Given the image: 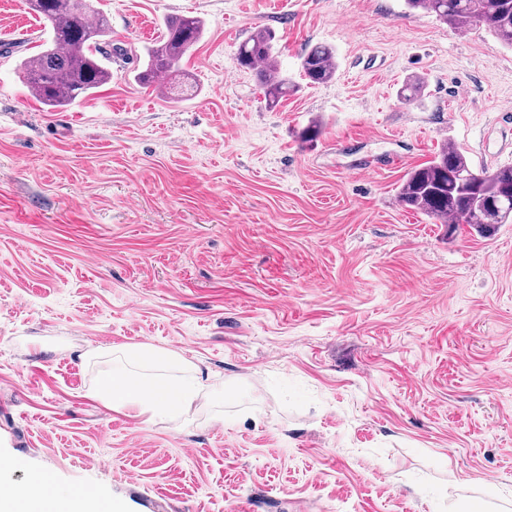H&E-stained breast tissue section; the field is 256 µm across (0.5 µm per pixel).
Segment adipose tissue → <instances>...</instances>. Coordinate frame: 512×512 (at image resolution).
I'll return each instance as SVG.
<instances>
[{
  "mask_svg": "<svg viewBox=\"0 0 512 512\" xmlns=\"http://www.w3.org/2000/svg\"><path fill=\"white\" fill-rule=\"evenodd\" d=\"M115 368L98 389L97 398L113 410H130L146 421L176 415L188 410L196 400L201 382L195 375L154 377L137 380L132 366L157 367L171 365L169 355L147 346L125 347L115 350ZM79 496L70 489H55L45 496L39 477L22 483L0 482V505L7 512H80Z\"/></svg>",
  "mask_w": 512,
  "mask_h": 512,
  "instance_id": "ef3b65f1",
  "label": "adipose tissue"
}]
</instances>
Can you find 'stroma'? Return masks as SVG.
Instances as JSON below:
<instances>
[{
  "label": "stroma",
  "instance_id": "1",
  "mask_svg": "<svg viewBox=\"0 0 512 512\" xmlns=\"http://www.w3.org/2000/svg\"><path fill=\"white\" fill-rule=\"evenodd\" d=\"M92 4L112 80L50 110L20 69L50 25L0 0V479L116 512H512V223L453 233L397 198L446 143L512 166V48L405 0ZM175 15L205 23L180 98L133 79ZM261 30L297 87L273 108L235 59ZM318 43L336 76L311 85ZM122 346L224 395L114 411ZM301 70L310 84H324L336 76V50L329 45L312 47L301 60Z\"/></svg>",
  "mask_w": 512,
  "mask_h": 512
}]
</instances>
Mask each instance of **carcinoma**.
I'll list each match as a JSON object with an SVG mask.
<instances>
[{"instance_id": "1", "label": "carcinoma", "mask_w": 512, "mask_h": 512, "mask_svg": "<svg viewBox=\"0 0 512 512\" xmlns=\"http://www.w3.org/2000/svg\"><path fill=\"white\" fill-rule=\"evenodd\" d=\"M411 10L433 13L458 28L482 26L503 45L512 47V0H405ZM27 7L49 22L50 46L23 62L24 79L31 94L50 108L66 106L87 97L112 80V52L119 48L105 42L109 32L105 16L90 0H26ZM204 32L203 21L193 15L170 17L155 43L146 49L144 67L135 74L142 86H153L160 77L182 73L181 61ZM237 64L253 73L269 105L288 95L290 80L278 64L275 36L259 31L237 48ZM310 84H324L336 76V49L312 47L301 60ZM425 83L413 77L402 86L399 98L410 103L420 97ZM403 206L432 217L448 229L464 224L480 236L497 224L512 221L500 208L512 201V166L474 171L462 150L444 144L426 163L410 169L398 188Z\"/></svg>"}]
</instances>
